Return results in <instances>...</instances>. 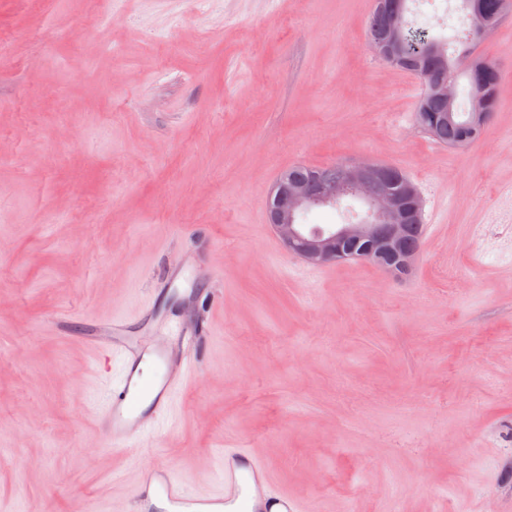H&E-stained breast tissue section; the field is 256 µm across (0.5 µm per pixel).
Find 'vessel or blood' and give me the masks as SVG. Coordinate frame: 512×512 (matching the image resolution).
I'll return each mask as SVG.
<instances>
[{
    "mask_svg": "<svg viewBox=\"0 0 512 512\" xmlns=\"http://www.w3.org/2000/svg\"><path fill=\"white\" fill-rule=\"evenodd\" d=\"M124 319L96 324L85 341L97 368L113 355L124 358L121 382L106 405L95 407L97 435L102 448L115 452L138 447L148 423L167 413L175 388L194 380L197 338L180 324L170 325L169 340L153 346L128 341ZM151 361L155 373L143 381L140 365ZM224 459L222 491L200 495L188 492L162 463L143 466L136 489L137 512H299L296 500L267 485L266 464L246 450H228Z\"/></svg>",
    "mask_w": 512,
    "mask_h": 512,
    "instance_id": "1",
    "label": "vessel or blood"
}]
</instances>
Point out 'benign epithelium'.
<instances>
[{"instance_id":"1","label":"benign epithelium","mask_w":512,"mask_h":512,"mask_svg":"<svg viewBox=\"0 0 512 512\" xmlns=\"http://www.w3.org/2000/svg\"><path fill=\"white\" fill-rule=\"evenodd\" d=\"M399 49L400 41L394 28L384 42L370 45L375 55L389 58L397 56ZM341 167V181L321 182L314 191L307 185L279 179L268 201L271 227L289 252L311 265H323L344 257L349 253L348 244L363 242L369 258L393 255L398 259L396 265H386L384 269L408 273L417 254L398 253L406 211L401 198L384 187L387 165L359 159L344 161ZM350 193L373 205L375 220L362 219L312 231L299 223V215L311 201L334 206Z\"/></svg>"}]
</instances>
